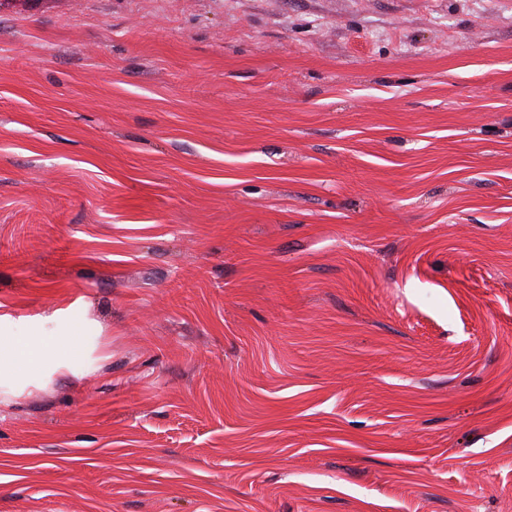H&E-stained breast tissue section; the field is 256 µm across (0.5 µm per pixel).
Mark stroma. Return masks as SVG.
<instances>
[{
    "instance_id": "35a3bbf8",
    "label": "stroma",
    "mask_w": 512,
    "mask_h": 512,
    "mask_svg": "<svg viewBox=\"0 0 512 512\" xmlns=\"http://www.w3.org/2000/svg\"><path fill=\"white\" fill-rule=\"evenodd\" d=\"M0 348V512H512V0H0Z\"/></svg>"
}]
</instances>
